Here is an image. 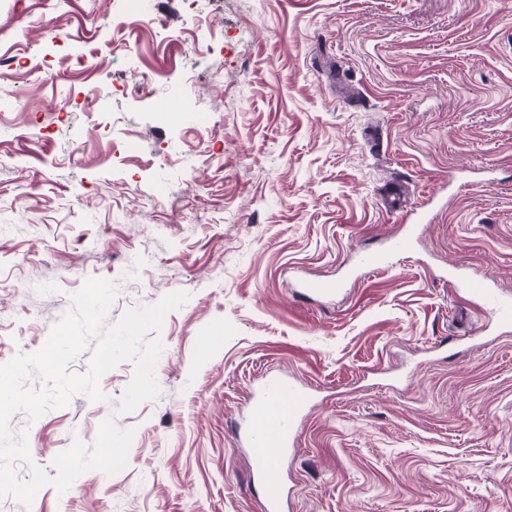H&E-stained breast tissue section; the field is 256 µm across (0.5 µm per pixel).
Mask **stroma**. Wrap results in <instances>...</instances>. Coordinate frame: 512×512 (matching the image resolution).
<instances>
[{
	"mask_svg": "<svg viewBox=\"0 0 512 512\" xmlns=\"http://www.w3.org/2000/svg\"><path fill=\"white\" fill-rule=\"evenodd\" d=\"M151 2L167 36L121 51L125 0H0V58L28 59L0 80V364L86 279L115 283L111 323L190 295L155 399L118 412L124 362L105 401L10 419L20 480L108 419L134 432L125 467L0 512H262L243 424L271 376L310 395L284 512H512V327L448 287L512 293V0H196L191 45L183 0ZM186 74L177 116L135 84ZM316 276L336 301L300 294Z\"/></svg>",
	"mask_w": 512,
	"mask_h": 512,
	"instance_id": "obj_1",
	"label": "stroma"
}]
</instances>
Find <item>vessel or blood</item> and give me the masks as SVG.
<instances>
[{"label": "vessel or blood", "instance_id": "obj_1", "mask_svg": "<svg viewBox=\"0 0 512 512\" xmlns=\"http://www.w3.org/2000/svg\"><path fill=\"white\" fill-rule=\"evenodd\" d=\"M301 287L307 296L315 298L330 299L340 292L335 280L324 277L304 279ZM462 288L495 325L512 326V302L488 288L483 278H468ZM308 401L306 391L275 378L260 388L248 412V458L253 473L266 489L265 512H283L282 462L297 438L299 417Z\"/></svg>", "mask_w": 512, "mask_h": 512}]
</instances>
